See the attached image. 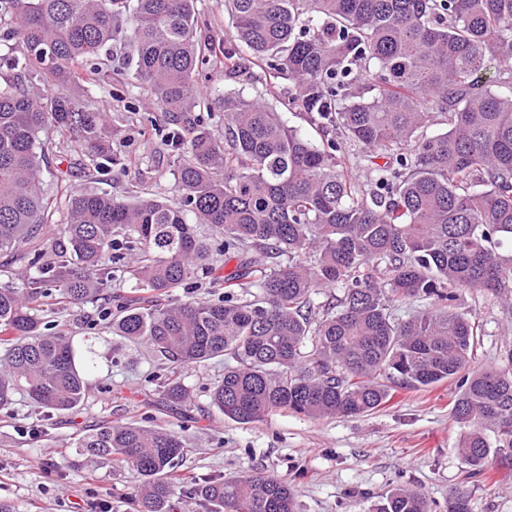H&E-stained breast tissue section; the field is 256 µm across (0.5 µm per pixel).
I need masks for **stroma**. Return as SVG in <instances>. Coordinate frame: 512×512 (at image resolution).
<instances>
[{"instance_id": "stroma-1", "label": "stroma", "mask_w": 512, "mask_h": 512, "mask_svg": "<svg viewBox=\"0 0 512 512\" xmlns=\"http://www.w3.org/2000/svg\"><path fill=\"white\" fill-rule=\"evenodd\" d=\"M120 130L116 143L136 159L125 175L78 176L73 183L123 197L140 182L172 199L175 181L159 139L139 135L135 115L105 101ZM457 310L472 313L482 328L474 365L489 367L512 348V314L495 297L462 291ZM95 305L58 303L45 319L68 332L79 349H92L98 369L84 406L76 413L45 416L26 400L0 415V512H135L139 476L106 461L77 458L75 439L105 421L146 426L186 425L189 450L180 470L199 477L229 478L268 470L288 482L301 512H367L371 501L405 486L444 502L464 485L472 512H512V462L494 459L480 477L464 480L451 415L454 387L442 382L396 391L381 409L362 417L308 418L287 412L241 425L210 404L209 390L224 376L216 358L181 370L192 400L166 407L160 387L170 371L146 346L115 336L109 324L88 329Z\"/></svg>"}]
</instances>
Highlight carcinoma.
Listing matches in <instances>:
<instances>
[{
	"instance_id": "1",
	"label": "carcinoma",
	"mask_w": 512,
	"mask_h": 512,
	"mask_svg": "<svg viewBox=\"0 0 512 512\" xmlns=\"http://www.w3.org/2000/svg\"><path fill=\"white\" fill-rule=\"evenodd\" d=\"M225 7L234 32L224 71L250 63L290 81L288 109L321 141L287 126L261 91L224 93V137L212 132L217 108L197 85L217 23L196 0H0V256L28 269L21 283L0 280V412L18 394L47 416L83 405L91 352L44 331L33 304L55 294L87 303L123 274L133 296L101 310L112 334L177 366L226 358L210 399L228 419L358 417L399 389L448 381L466 478L484 474L490 453L512 456V349L496 367L472 368L481 325L453 302L465 289L512 299V0ZM118 46L131 48V80L162 113L161 124L145 121L169 150L173 200L141 184L124 199L72 186L77 172L120 176L131 164L91 93L124 101L123 74L102 84ZM438 119L445 129L428 133ZM343 141L364 151L373 191L344 171ZM51 153L66 165L46 181ZM56 215L63 243L46 247ZM202 224L223 239L201 238ZM251 249L265 263H238L224 294L178 297L211 274L212 254L227 264ZM248 278L257 291L240 298ZM413 299L427 304L394 315L393 303ZM162 394L173 407L191 400L176 371ZM185 431L106 422L80 436L75 453L137 473L136 512H175L188 496L208 512H300L288 484L264 471L179 473ZM368 512L439 506L396 487ZM445 512H472L468 493L449 490Z\"/></svg>"
}]
</instances>
